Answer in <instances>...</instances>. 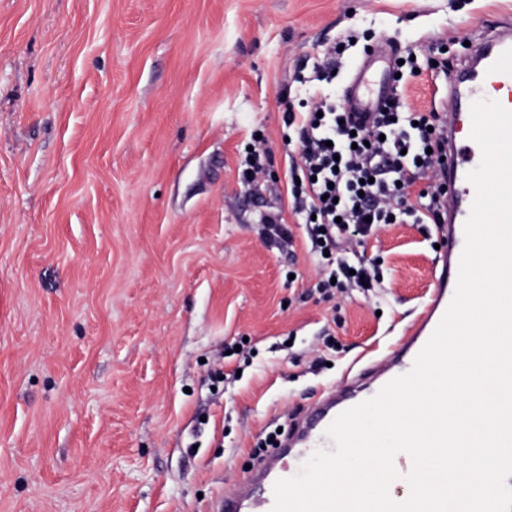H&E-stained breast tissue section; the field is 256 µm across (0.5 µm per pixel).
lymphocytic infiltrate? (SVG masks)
<instances>
[{
	"label": "lymphocytic infiltrate",
	"instance_id": "f902f5d3",
	"mask_svg": "<svg viewBox=\"0 0 512 512\" xmlns=\"http://www.w3.org/2000/svg\"><path fill=\"white\" fill-rule=\"evenodd\" d=\"M350 41L325 50L308 76L310 111L286 104L283 122L298 145L291 167L292 210L303 220L316 258V290L325 297L357 285L372 287L365 262H352L354 244L384 224H444L448 189L440 178L448 136L437 112L412 110L392 94L365 116L337 103L332 87Z\"/></svg>",
	"mask_w": 512,
	"mask_h": 512
}]
</instances>
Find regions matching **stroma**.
<instances>
[{"label":"stroma","instance_id":"stroma-1","mask_svg":"<svg viewBox=\"0 0 512 512\" xmlns=\"http://www.w3.org/2000/svg\"><path fill=\"white\" fill-rule=\"evenodd\" d=\"M497 26L512 0H0V512H215L270 433L387 352L437 228L381 227L357 248L373 290L313 293L283 101L324 44L354 38L346 77L368 43L453 72ZM402 95L425 112L448 84ZM269 209L293 252L264 244Z\"/></svg>","mask_w":512,"mask_h":512}]
</instances>
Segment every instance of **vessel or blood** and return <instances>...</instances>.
I'll list each match as a JSON object with an SVG mask.
<instances>
[{
	"label": "vessel or blood",
	"instance_id": "b4317fda",
	"mask_svg": "<svg viewBox=\"0 0 512 512\" xmlns=\"http://www.w3.org/2000/svg\"><path fill=\"white\" fill-rule=\"evenodd\" d=\"M476 66L469 69L467 91L453 87L448 98L453 106L445 113L449 135H456L463 94L472 99L486 97L488 88L512 92V36L496 33L488 36L476 51ZM481 156L456 142L448 144V166L441 176L448 186V221L440 225L443 238L441 266L435 277L425 315L415 321L402 337L398 347L384 360L366 370V380H353L331 391L315 402L309 416L296 423L293 431L280 443L278 451L265 456L259 470L225 492L219 512H272L274 485L277 480L296 476L302 458L316 450L333 449L326 431L335 418L346 409L367 400L390 380L410 370L413 361L450 305L464 249V223L476 191L467 180L469 171L478 166Z\"/></svg>",
	"mask_w": 512,
	"mask_h": 512
}]
</instances>
